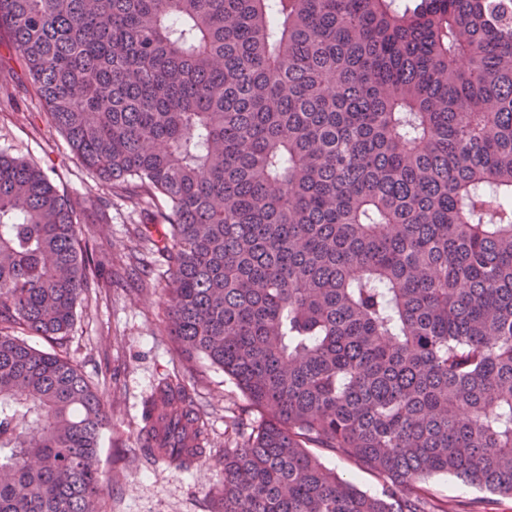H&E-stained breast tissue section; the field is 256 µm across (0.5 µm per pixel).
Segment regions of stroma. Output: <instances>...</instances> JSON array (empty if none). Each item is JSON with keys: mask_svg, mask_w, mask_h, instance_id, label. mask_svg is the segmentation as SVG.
<instances>
[{"mask_svg": "<svg viewBox=\"0 0 512 512\" xmlns=\"http://www.w3.org/2000/svg\"><path fill=\"white\" fill-rule=\"evenodd\" d=\"M0 154L46 172L61 193L95 197L101 187L52 126L25 71L9 29L0 27ZM156 203L132 205L112 196L106 218L83 230L106 260L105 287L89 289L59 351L80 365L108 397L110 424L98 449L107 481L102 512H213L224 494V451L244 444L259 415L223 370L185 362L168 336L166 298L171 277L164 262L149 277L134 269L133 249ZM180 376L206 413L208 440L201 465L145 462L139 431L143 404L157 383ZM433 512H512V497L492 494L450 476L418 483Z\"/></svg>", "mask_w": 512, "mask_h": 512, "instance_id": "obj_1", "label": "stroma"}]
</instances>
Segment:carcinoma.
<instances>
[{
	"instance_id": "1",
	"label": "carcinoma",
	"mask_w": 512,
	"mask_h": 512,
	"mask_svg": "<svg viewBox=\"0 0 512 512\" xmlns=\"http://www.w3.org/2000/svg\"><path fill=\"white\" fill-rule=\"evenodd\" d=\"M0 26L101 186L164 200L135 251L168 263V335L261 413L218 512H428L439 474L512 496V0H0ZM85 208L0 155V512H100L104 393L23 338L100 285ZM140 432L202 449L182 380ZM318 455L321 456L322 461L329 467L344 477L353 481L359 488L371 492L380 491L383 479L370 469H367L359 464L348 459L336 456L331 452L322 449H313Z\"/></svg>"
}]
</instances>
